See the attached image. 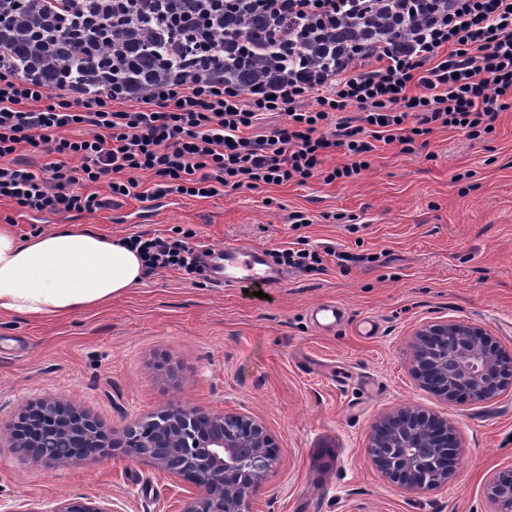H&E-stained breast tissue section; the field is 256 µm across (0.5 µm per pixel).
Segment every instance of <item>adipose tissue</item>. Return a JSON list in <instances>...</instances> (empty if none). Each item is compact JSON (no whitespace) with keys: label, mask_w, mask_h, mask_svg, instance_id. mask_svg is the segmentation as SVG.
Masks as SVG:
<instances>
[{"label":"adipose tissue","mask_w":512,"mask_h":512,"mask_svg":"<svg viewBox=\"0 0 512 512\" xmlns=\"http://www.w3.org/2000/svg\"><path fill=\"white\" fill-rule=\"evenodd\" d=\"M140 252L89 224H61L24 239L0 225V314L32 318L90 309L138 287Z\"/></svg>","instance_id":"obj_1"}]
</instances>
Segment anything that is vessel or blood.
<instances>
[{
    "label": "vessel or blood",
    "instance_id": "b4317fda",
    "mask_svg": "<svg viewBox=\"0 0 512 512\" xmlns=\"http://www.w3.org/2000/svg\"><path fill=\"white\" fill-rule=\"evenodd\" d=\"M209 276L215 286L278 285L280 273L267 260L263 251L239 244H228L212 251L207 259ZM313 322L324 328H333L343 322V307L327 303L311 313Z\"/></svg>",
    "mask_w": 512,
    "mask_h": 512
}]
</instances>
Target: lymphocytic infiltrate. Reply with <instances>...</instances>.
Returning <instances> with one entry per match:
<instances>
[{"label":"lymphocytic infiltrate","instance_id":"f902f5d3","mask_svg":"<svg viewBox=\"0 0 512 512\" xmlns=\"http://www.w3.org/2000/svg\"><path fill=\"white\" fill-rule=\"evenodd\" d=\"M30 2L0 0V200L24 216L348 182L378 144L477 140L512 103V0ZM128 241L151 272L199 261L184 235Z\"/></svg>","mask_w":512,"mask_h":512}]
</instances>
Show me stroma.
I'll return each mask as SVG.
<instances>
[{
  "label": "stroma",
  "instance_id": "obj_1",
  "mask_svg": "<svg viewBox=\"0 0 512 512\" xmlns=\"http://www.w3.org/2000/svg\"><path fill=\"white\" fill-rule=\"evenodd\" d=\"M427 151L379 145L355 180L320 179L210 199L139 202L93 213L19 216L22 236L91 224L110 238L193 231L196 244L268 252L297 236L333 254L322 267L283 268L267 297L214 286L182 271L145 275L111 303L33 321L0 315V426L51 396L118 428L172 403L233 411L262 422L279 466L251 512H488L487 477L512 468V392L448 403L412 370L416 333L464 320L512 353V108L492 134L437 128ZM309 225L292 230L290 216ZM357 262H350V255ZM343 305L346 320L318 332L310 311ZM380 334L358 336L361 318ZM412 406L448 419L459 463L446 484L410 491L385 479L366 451L372 426ZM184 480L113 449L91 467L61 468L0 447V505L106 502L112 512H183Z\"/></svg>",
  "mask_w": 512,
  "mask_h": 512
}]
</instances>
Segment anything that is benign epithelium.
I'll return each mask as SVG.
<instances>
[{"instance_id":"obj_1","label":"benign epithelium","mask_w":512,"mask_h":512,"mask_svg":"<svg viewBox=\"0 0 512 512\" xmlns=\"http://www.w3.org/2000/svg\"><path fill=\"white\" fill-rule=\"evenodd\" d=\"M413 374L450 400H493L512 391V355L482 329L455 320L416 333ZM25 448L58 467L91 464L126 443L137 456L200 490L183 512H249L252 495L279 464L276 444L257 420L235 412H207L171 404L146 419L107 429L83 411L47 398L9 429L0 443ZM458 443L444 418L400 408L372 429L366 453L388 480L408 490L446 483L456 473ZM489 512H512V469L486 481ZM52 512H112L107 505L61 502Z\"/></svg>"}]
</instances>
